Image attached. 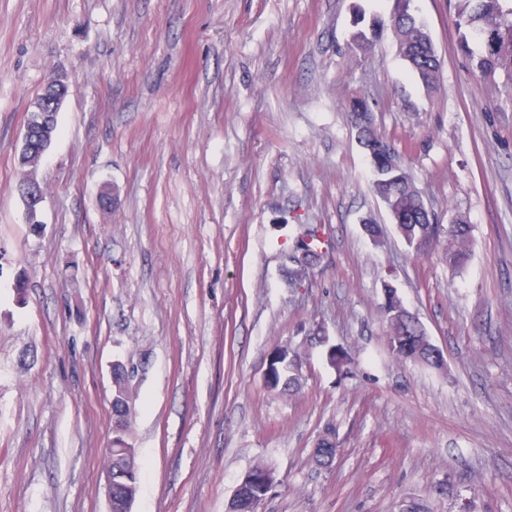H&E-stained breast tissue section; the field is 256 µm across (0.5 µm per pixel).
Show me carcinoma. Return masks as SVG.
<instances>
[{
	"instance_id": "carcinoma-1",
	"label": "carcinoma",
	"mask_w": 512,
	"mask_h": 512,
	"mask_svg": "<svg viewBox=\"0 0 512 512\" xmlns=\"http://www.w3.org/2000/svg\"><path fill=\"white\" fill-rule=\"evenodd\" d=\"M399 9L392 18L398 54L409 70L428 88L439 80L440 61L435 45L411 9V0H397ZM456 24L465 29L463 47L470 58V72L475 77L495 79L504 77L506 87L512 89V0H456ZM380 28L373 19L369 31L355 33L354 41L362 51L369 50ZM474 34L480 43L479 52L469 50L467 34ZM68 91L60 79L45 87L48 96H39L27 113L26 127L39 137L45 129L56 132V110L51 95ZM352 127L365 150L373 172V187L377 195L387 201L389 213L399 234L413 248L416 255L426 256L441 238L448 239V266L462 268L471 254L470 227L459 220L442 228L432 218L424 199L410 175L395 161L386 135L374 124L372 113L361 99L350 104ZM325 240L317 236V228H308L295 240L293 263L288 268V285L303 282L307 266L317 263ZM384 326L388 343L396 358L438 367L443 363L440 350L432 343L424 327L409 313L394 289H385L383 304ZM133 372L118 361L112 370V450L107 452V467L112 478V512H130L137 492L139 462L136 449L128 443L129 419L133 413ZM267 384L275 390L279 386L289 389L301 386V376L285 357H275L267 372ZM336 456V443L331 434L320 436L313 457L321 465ZM273 484L271 470L258 463L237 485L230 502L229 512H255L262 504Z\"/></svg>"
}]
</instances>
